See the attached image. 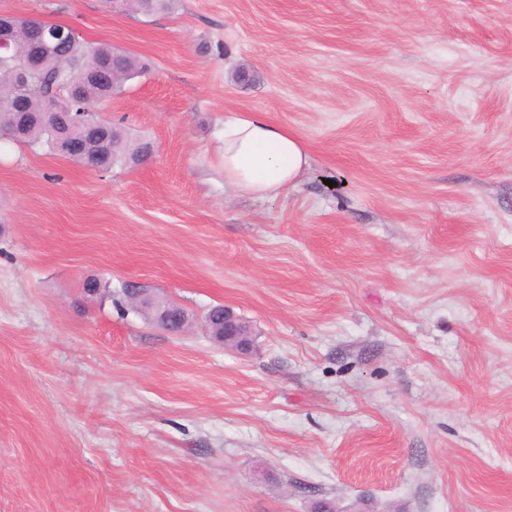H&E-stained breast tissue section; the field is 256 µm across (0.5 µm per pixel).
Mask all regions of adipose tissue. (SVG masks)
<instances>
[{
    "mask_svg": "<svg viewBox=\"0 0 512 512\" xmlns=\"http://www.w3.org/2000/svg\"><path fill=\"white\" fill-rule=\"evenodd\" d=\"M222 161L225 185L274 200L299 184L311 157L287 127L252 112L225 122Z\"/></svg>",
    "mask_w": 512,
    "mask_h": 512,
    "instance_id": "obj_1",
    "label": "adipose tissue"
}]
</instances>
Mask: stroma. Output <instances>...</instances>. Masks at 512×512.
<instances>
[{
  "instance_id": "stroma-1",
  "label": "stroma",
  "mask_w": 512,
  "mask_h": 512,
  "mask_svg": "<svg viewBox=\"0 0 512 512\" xmlns=\"http://www.w3.org/2000/svg\"><path fill=\"white\" fill-rule=\"evenodd\" d=\"M0 13L148 61L101 111L155 147L102 173L0 141V512H512V0ZM246 112L311 156L274 202L224 185ZM214 309H216V312L212 320V332L218 334L224 327V336H213V340L224 345L225 348L239 352L249 351L251 348L250 336L253 335L249 327L228 308L218 305L214 306L212 310Z\"/></svg>"
}]
</instances>
